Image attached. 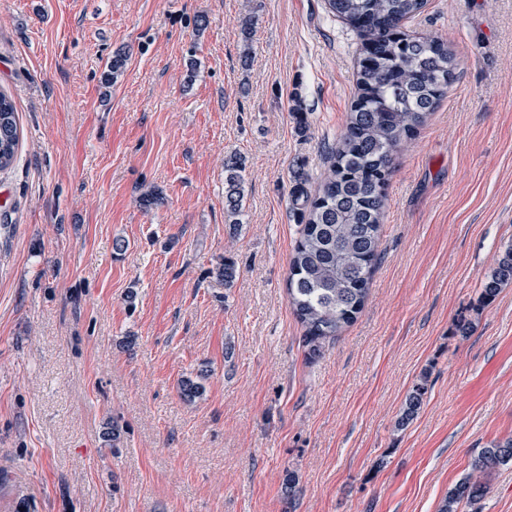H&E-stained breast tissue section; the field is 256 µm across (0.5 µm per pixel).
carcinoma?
<instances>
[{
	"label": "carcinoma",
	"mask_w": 512,
	"mask_h": 512,
	"mask_svg": "<svg viewBox=\"0 0 512 512\" xmlns=\"http://www.w3.org/2000/svg\"><path fill=\"white\" fill-rule=\"evenodd\" d=\"M427 0H326L329 14L360 35L358 94L349 121L327 150L328 167L315 192L297 174L291 204L302 228L289 265L288 301L303 328L302 347L309 362L321 357L339 333L362 312L379 259V240L387 206L394 155L412 139L439 101L448 94L458 62L448 43L435 36H411L405 22L420 15ZM17 112L0 92V171L13 167L18 151ZM245 160L234 154L224 162V220L233 231L242 224ZM512 283V244L504 247L481 278L472 314H462L456 331L465 338L476 315ZM429 390L424 372L408 392L397 428L418 415ZM204 386L191 377L179 382L187 401ZM512 465V440L480 450L471 471L443 498L439 512H458L461 504L480 502L488 478Z\"/></svg>",
	"instance_id": "cac0c4a2"
}]
</instances>
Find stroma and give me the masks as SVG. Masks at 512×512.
<instances>
[{
	"label": "stroma",
	"instance_id": "1",
	"mask_svg": "<svg viewBox=\"0 0 512 512\" xmlns=\"http://www.w3.org/2000/svg\"><path fill=\"white\" fill-rule=\"evenodd\" d=\"M406 30L459 67L395 156L363 312L310 363L289 191L299 169L317 188L346 125L357 33L325 0H0L20 129L0 173V512H438L512 438V284L454 333L512 243V0H428ZM460 512H512V466ZM245 160L234 154L224 162V220L230 230L242 224L245 196ZM429 372L420 375L408 392L402 412L397 421L398 429H405L418 415L429 390Z\"/></svg>",
	"mask_w": 512,
	"mask_h": 512
}]
</instances>
